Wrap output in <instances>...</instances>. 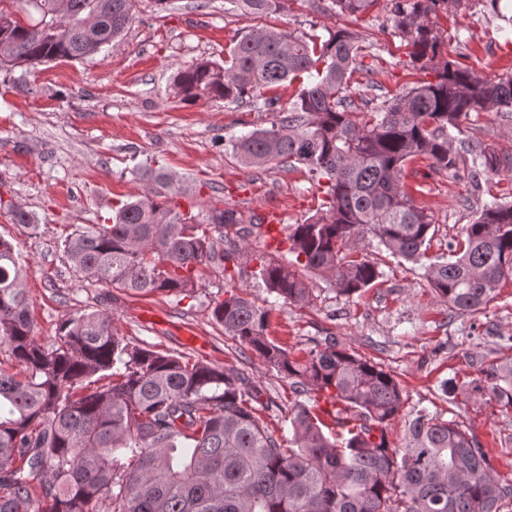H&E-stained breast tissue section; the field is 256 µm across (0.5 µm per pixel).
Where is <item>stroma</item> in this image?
<instances>
[{
	"instance_id": "1",
	"label": "stroma",
	"mask_w": 512,
	"mask_h": 512,
	"mask_svg": "<svg viewBox=\"0 0 512 512\" xmlns=\"http://www.w3.org/2000/svg\"><path fill=\"white\" fill-rule=\"evenodd\" d=\"M390 8L389 0H377L367 12L348 16L331 0H288L285 11L267 23L299 33H357L367 51L351 80L350 109L370 112L425 79L409 63L410 48L394 29ZM429 20L458 65L488 80L512 74V44L490 0H470L469 9L456 13L441 8ZM254 24L253 17L227 10L225 0H168L163 7L136 0L132 23L97 54L1 70L0 236L12 240L25 259L33 328L42 344L55 342L68 316L107 313L127 341L241 373L263 398L275 401L264 417L285 437L299 394L263 358L225 335L211 314L229 290L267 299L255 262L244 263L231 281L216 267H201L193 297L181 300L90 284L73 270L62 246L74 229L106 223L117 203L147 195V182L135 172L149 165L172 176L182 212L195 217L206 202L219 199L248 222L269 208L281 211L288 225L315 214L323 195L305 166L247 169L229 144L287 116L298 85L272 89L279 100L273 111L209 96L183 103L174 95L181 69L222 61L233 39ZM461 128L470 143L512 157V117L472 112ZM402 180L432 217V257L462 237L480 205L512 198V175L488 174L475 187L466 173L434 170L422 157L407 162ZM10 201L36 216L37 230L14 224ZM355 246L378 261L377 282L348 299L336 293L329 277L305 273L310 304L275 305L269 338L298 357L332 342L381 364L405 390V414L425 409L459 421L490 449L502 479L511 482L512 409L470 395L469 387L489 364L512 358V281L486 309L458 313L434 297L419 265L389 256L369 236ZM190 332L205 339V349L186 343ZM447 381L455 394L443 390Z\"/></svg>"
}]
</instances>
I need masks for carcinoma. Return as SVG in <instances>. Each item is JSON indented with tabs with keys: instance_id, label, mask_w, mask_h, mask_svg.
<instances>
[{
	"instance_id": "cac0c4a2",
	"label": "carcinoma",
	"mask_w": 512,
	"mask_h": 512,
	"mask_svg": "<svg viewBox=\"0 0 512 512\" xmlns=\"http://www.w3.org/2000/svg\"><path fill=\"white\" fill-rule=\"evenodd\" d=\"M38 20L22 25L0 8V67H37L79 60L116 39L133 20L134 0H13ZM258 17L283 10V0H228ZM376 0H333L356 15ZM395 30L412 46L411 62L430 70L422 82L383 102L361 121L348 112L350 80L362 46L346 29L296 35L253 28L233 39L222 62L201 61L175 77L177 97L202 95L237 103L278 98L262 90L299 82L290 115L232 142L249 169L305 166L325 199L302 224L288 228L284 261L276 251L254 255L268 293L285 304L310 303L301 270L328 275L351 298L380 277L366 257L348 253L371 235L393 257L419 264L439 301L459 312L485 307L512 280V204L486 203L448 244V257L426 263L432 217L415 205L401 176L425 157L436 170L472 163L483 172L512 161L466 141L454 146L471 112L512 114V74L488 81L445 57L427 21L447 0H390ZM65 18L58 31L53 21ZM140 178L161 187L127 201L111 223L76 229L63 240L73 269L86 280L136 294L194 293L199 268L215 265L231 279L247 246L224 242V229L245 240L259 225L224 201L205 208L196 224L162 192L172 177L160 170ZM14 223L37 227L34 214L9 204ZM25 266L14 243L0 238V512H502L512 483L502 480L488 451L461 425L425 410L405 422L403 442L387 426L403 411L404 390L376 363L334 343L304 359L266 336L271 308L241 293L215 301L224 334L319 401L338 408L328 425L297 403L288 411V444L265 421L259 389L222 366L125 341L112 317L86 312L62 321L58 340L33 333L24 288ZM102 378L111 382L85 393ZM473 391L512 408V361L492 364Z\"/></svg>"
}]
</instances>
